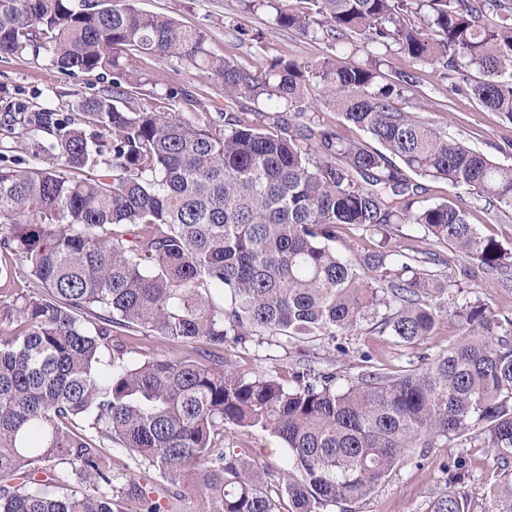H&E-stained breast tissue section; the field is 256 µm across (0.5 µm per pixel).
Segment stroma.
<instances>
[{"instance_id": "obj_1", "label": "stroma", "mask_w": 512, "mask_h": 512, "mask_svg": "<svg viewBox=\"0 0 512 512\" xmlns=\"http://www.w3.org/2000/svg\"><path fill=\"white\" fill-rule=\"evenodd\" d=\"M132 3L137 9L169 15L182 25L204 29L210 51L260 71L266 70L275 58L315 62L330 51L325 42L275 25L270 9H245L242 0H132ZM380 56L383 72L408 70L416 77L414 87L394 97L397 109L430 123L441 135L462 141L491 160L512 164V124L499 113L482 107L468 95L450 92L447 79L432 66L409 62L392 50L381 51ZM121 62L138 79L140 93L155 98L161 111L172 108L185 111L184 103L175 104L165 98L168 88L180 87L194 97V111L229 110L246 120L258 119L252 105L228 102L220 87L191 69L171 65L155 56L128 52L122 53ZM111 81L108 74L63 75L45 58L29 53L0 57V160L22 167H46L51 163L46 155H35L26 139L6 133V106L18 104L28 110L48 106L72 114L79 96L98 94ZM468 212L469 222L482 235L512 248V210H486L475 204ZM392 243L399 250L424 260L428 271L445 280H461L468 265L461 252L450 245L433 242L411 224L396 225ZM458 336L456 319L446 314L441 316L431 335L411 345L362 332L343 337L344 348L340 351L324 338L303 345L280 340L262 346H229L224 350V357L239 373L270 374L284 380L290 378L299 360L309 357L318 367L334 370L339 383L344 384L356 379L370 363L391 374L405 373L419 366L421 356L437 355ZM128 347L137 360L193 359L198 350L197 345L174 343L151 332L129 336ZM366 352L370 353L371 362H363L362 355ZM231 437L260 464L274 470L284 467L288 451L268 432L235 431ZM452 457L465 461L468 469L465 490L479 507H486L485 497L494 481L492 458L486 449L462 445L452 450L409 449L381 484L350 503L351 512H428L433 498L448 489V476L442 466Z\"/></svg>"}]
</instances>
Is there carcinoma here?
Segmentation results:
<instances>
[{
	"instance_id": "obj_1",
	"label": "carcinoma",
	"mask_w": 512,
	"mask_h": 512,
	"mask_svg": "<svg viewBox=\"0 0 512 512\" xmlns=\"http://www.w3.org/2000/svg\"><path fill=\"white\" fill-rule=\"evenodd\" d=\"M277 26L337 49L360 36L370 61L333 53L315 64L276 58L268 70L212 55L207 35L129 0H0V56L44 54L66 75H112L65 121L48 109L16 122L49 167L0 165V252L28 267L13 290L0 265V512H330L378 486L409 448L466 437L493 454V512H512V314L471 299L388 245L354 264L334 247L348 225L388 239L413 224L470 261L468 279L512 284V252L468 221L461 193L512 210V164L448 140L400 112L414 75L380 73L378 49L444 71L452 91L512 123V0H308ZM415 23H410V18ZM193 68L224 96L282 108L275 129L238 116L161 112L135 95L118 52ZM323 101L378 144L343 139L312 116ZM442 180L424 200L409 177ZM372 275L362 276L357 266ZM224 296L217 305L213 294ZM459 339L391 375L297 367L289 382L246 376L221 351L263 337L301 342L368 327L413 343L443 313ZM152 331L204 342L202 360H134L121 341ZM260 429L288 449L287 468L251 459L224 431ZM156 472L113 483L106 445ZM448 491L429 512H476L467 471L446 465ZM92 481L94 493H76Z\"/></svg>"
}]
</instances>
